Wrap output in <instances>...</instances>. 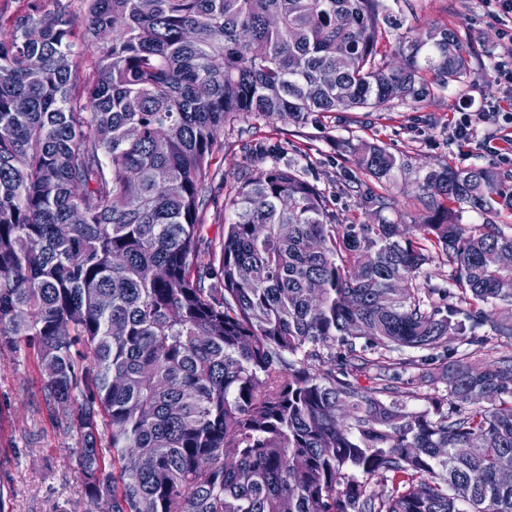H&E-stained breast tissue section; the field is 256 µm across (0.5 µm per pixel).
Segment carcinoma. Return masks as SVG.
<instances>
[{
  "mask_svg": "<svg viewBox=\"0 0 512 512\" xmlns=\"http://www.w3.org/2000/svg\"><path fill=\"white\" fill-rule=\"evenodd\" d=\"M23 2L0 15V346L36 356L93 512H512L511 173L343 139L378 223H337L292 159L238 177L201 249L225 129L421 102L471 78L456 33L385 0ZM401 182L419 224L384 216ZM434 253L447 288L419 279Z\"/></svg>",
  "mask_w": 512,
  "mask_h": 512,
  "instance_id": "1",
  "label": "carcinoma"
}]
</instances>
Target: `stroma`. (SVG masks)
<instances>
[{
	"mask_svg": "<svg viewBox=\"0 0 512 512\" xmlns=\"http://www.w3.org/2000/svg\"><path fill=\"white\" fill-rule=\"evenodd\" d=\"M394 13L407 25L425 30H452L472 47L473 77L466 84L420 103H399L386 112H351L345 120L322 119L304 127L285 119L250 117L239 129L224 131V153L205 185L210 203L203 214L202 237L224 231V182L234 173L257 171L246 159L241 134L268 144L294 145L305 152L304 176L326 191L330 206L343 224H366L370 218L352 194L337 185L354 167L340 154L339 138H379L391 151L412 156L420 164L449 161L462 166L494 167L512 173V161L498 151L503 133L492 114L512 87L492 81V61L504 54L499 27L486 14L482 0H393ZM469 106L479 118L473 140L457 137L452 117ZM78 440L52 417L45 402L43 377L27 349H0V494L8 512H91L85 495L86 476L76 462Z\"/></svg>",
	"mask_w": 512,
	"mask_h": 512,
	"instance_id": "stroma-1",
	"label": "stroma"
}]
</instances>
